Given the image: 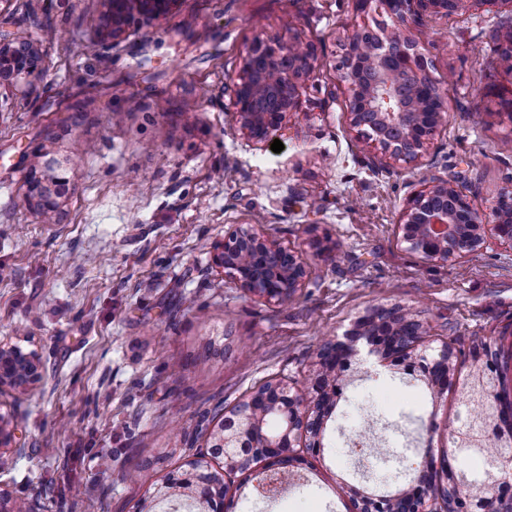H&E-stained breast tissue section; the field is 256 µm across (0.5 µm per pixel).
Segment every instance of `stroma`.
I'll list each match as a JSON object with an SVG mask.
<instances>
[{
  "instance_id": "stroma-1",
  "label": "stroma",
  "mask_w": 512,
  "mask_h": 512,
  "mask_svg": "<svg viewBox=\"0 0 512 512\" xmlns=\"http://www.w3.org/2000/svg\"><path fill=\"white\" fill-rule=\"evenodd\" d=\"M353 0H178L131 12L112 36L109 0H0V31L37 38V78L0 86V345L34 353L40 377L0 385V426L21 455L0 491L23 512H199L168 475L203 460L233 512H355L353 488L446 487L484 470L453 453L461 408L368 357L346 373L319 454L297 447L300 482L273 499L263 463L225 472L208 432L267 382L306 393L319 350L371 310L419 319L430 354L466 376L489 358L512 390V246L489 239L455 264L408 252L398 220L423 178L461 173L491 212L512 183V74L492 65L512 6L432 17L413 37L442 86L446 120L421 165L389 164L350 125L336 64ZM300 36L319 59L273 152L241 134L234 83L253 41ZM73 167L53 222L26 197L32 169ZM252 226L302 253L307 277L280 305L244 293L211 251ZM330 253L316 256L315 241ZM223 353L195 358L209 341Z\"/></svg>"
}]
</instances>
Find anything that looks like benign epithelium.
<instances>
[{"instance_id": "benign-epithelium-1", "label": "benign epithelium", "mask_w": 512, "mask_h": 512, "mask_svg": "<svg viewBox=\"0 0 512 512\" xmlns=\"http://www.w3.org/2000/svg\"><path fill=\"white\" fill-rule=\"evenodd\" d=\"M492 4L498 0H354L361 16L383 12L390 26L373 33L366 24L357 25L343 39L344 62L338 64L339 80L347 94L349 120L366 143L378 147L396 164L416 167L427 154L441 127L446 106L427 110L418 95L402 89L395 75L406 72L415 77L418 89L442 100L440 78L425 67L413 28L424 19L457 12L467 2ZM112 39L124 33L132 7L146 20L168 13L178 0H110ZM38 48L24 44L14 34H0V78H30L37 73ZM318 60V49L296 37L257 39L249 47L244 66L235 83V121L241 133L256 144L265 145L283 129L288 115L300 108L299 89ZM71 168L52 161L29 177L27 198L40 212L54 213L57 199L49 193L56 183L70 180ZM494 236L512 245V211L493 210ZM486 215L477 209L457 176H432L407 201L398 230L405 248L430 262H453L482 248L487 241ZM212 263L250 295L281 302L296 297L307 277V263L296 251L282 246L253 227H238L214 246ZM404 310L377 308L359 318L346 340L334 342L336 350L325 355L324 365L311 379L308 392L299 395L274 383L261 394L252 395L212 435L213 448L247 447L274 471L284 464L298 440L307 435V448H323L322 432L335 409L336 388L329 377L362 364L361 350L403 366L406 374L419 376L432 388L453 389L461 404L470 407L473 385L494 380L490 409L482 425L488 436L512 439V397L504 390L498 369L473 354L472 380L450 376V353L434 358L427 347L414 352L419 324L403 322ZM35 357L17 347L0 346V384L26 383L38 379ZM170 486L188 488L210 512H230L233 501L195 463L168 477ZM357 512H392L401 503L406 512H439L425 485L415 478L412 488L393 495H373L352 489ZM512 506V475L492 477L490 495L466 494L456 499V512H501Z\"/></svg>"}]
</instances>
